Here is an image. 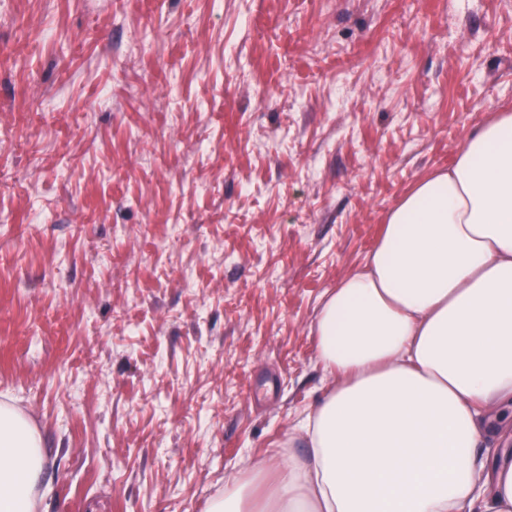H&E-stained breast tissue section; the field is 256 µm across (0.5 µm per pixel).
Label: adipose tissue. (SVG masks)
<instances>
[{"label":"adipose tissue","mask_w":512,"mask_h":512,"mask_svg":"<svg viewBox=\"0 0 512 512\" xmlns=\"http://www.w3.org/2000/svg\"><path fill=\"white\" fill-rule=\"evenodd\" d=\"M315 334L336 379L299 429L304 453L264 495L231 477L208 512H512L511 112L389 213ZM44 448L1 402L0 512H37Z\"/></svg>","instance_id":"adipose-tissue-1"}]
</instances>
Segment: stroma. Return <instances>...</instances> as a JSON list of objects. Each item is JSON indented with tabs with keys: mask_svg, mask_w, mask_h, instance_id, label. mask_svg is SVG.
Listing matches in <instances>:
<instances>
[{
	"mask_svg": "<svg viewBox=\"0 0 512 512\" xmlns=\"http://www.w3.org/2000/svg\"><path fill=\"white\" fill-rule=\"evenodd\" d=\"M512 113V0H0V401L38 512H208L333 376L389 212Z\"/></svg>",
	"mask_w": 512,
	"mask_h": 512,
	"instance_id": "1",
	"label": "stroma"
}]
</instances>
